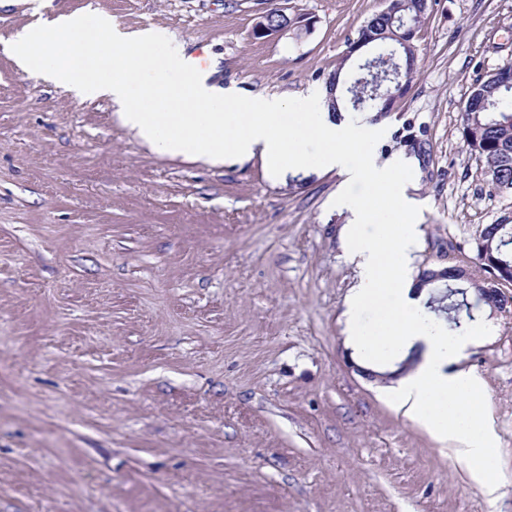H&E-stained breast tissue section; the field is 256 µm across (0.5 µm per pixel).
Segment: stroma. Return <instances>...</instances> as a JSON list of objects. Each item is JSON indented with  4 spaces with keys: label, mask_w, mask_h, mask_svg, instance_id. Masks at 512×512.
<instances>
[{
    "label": "stroma",
    "mask_w": 512,
    "mask_h": 512,
    "mask_svg": "<svg viewBox=\"0 0 512 512\" xmlns=\"http://www.w3.org/2000/svg\"><path fill=\"white\" fill-rule=\"evenodd\" d=\"M303 30L254 35L266 0H0V47L97 9L164 31L213 79L294 107L339 95L348 44L385 0H279ZM417 75L367 145L418 165L415 274L476 270L512 223L463 145L465 102L512 63V0H428ZM342 178L272 179L261 157L209 165L153 151L110 99H83L0 50V512H512V316L459 368L485 381L499 437L487 498L452 444L386 394L346 343ZM512 246V224H487L475 240L476 260L479 263L484 259L485 247L491 249V254L496 259L508 262L509 266L512 260V247L510 253L506 249Z\"/></svg>",
    "instance_id": "35a3bbf8"
}]
</instances>
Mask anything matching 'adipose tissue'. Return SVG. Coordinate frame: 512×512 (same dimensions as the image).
<instances>
[{"label":"adipose tissue","instance_id":"obj_1","mask_svg":"<svg viewBox=\"0 0 512 512\" xmlns=\"http://www.w3.org/2000/svg\"><path fill=\"white\" fill-rule=\"evenodd\" d=\"M9 53L24 72L87 98H111L122 124L159 154L212 165L258 156L274 178L291 170H337L344 178L337 205L350 214L341 237L358 277L345 302L347 339L372 358L425 345L422 362L394 391L406 416L437 441L455 443L458 461L487 497H495L498 486L490 474L497 436L483 404L484 383L456 367L488 330L451 340L420 320L407 195L417 163L402 157L377 164L365 144L379 126L336 125L322 98L301 110L275 94L241 98L234 89L211 84L210 69L198 66L163 31L129 33L99 11L23 29ZM383 209L393 213L395 224L378 223ZM368 307L376 319L364 328L358 315Z\"/></svg>","mask_w":512,"mask_h":512}]
</instances>
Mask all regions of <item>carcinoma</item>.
<instances>
[{"label": "carcinoma", "mask_w": 512, "mask_h": 512, "mask_svg": "<svg viewBox=\"0 0 512 512\" xmlns=\"http://www.w3.org/2000/svg\"><path fill=\"white\" fill-rule=\"evenodd\" d=\"M424 0H388L386 11L368 19L359 29L356 41L381 48L365 62L367 79H356L351 86L358 111L372 114L377 121L391 110L392 99H382L374 91L388 84L384 57L399 53L402 69L416 64L413 27L425 18ZM499 81L480 83L468 97L462 112L461 137L470 154L482 163L489 192L512 190V64L502 67ZM512 224H487L475 239L476 260L484 259V250L506 262L512 261Z\"/></svg>", "instance_id": "carcinoma-1"}]
</instances>
